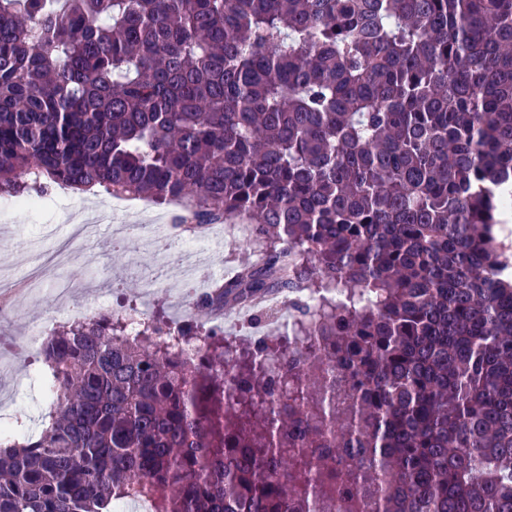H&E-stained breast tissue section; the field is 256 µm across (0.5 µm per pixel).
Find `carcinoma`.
Wrapping results in <instances>:
<instances>
[{
	"instance_id": "1",
	"label": "carcinoma",
	"mask_w": 512,
	"mask_h": 512,
	"mask_svg": "<svg viewBox=\"0 0 512 512\" xmlns=\"http://www.w3.org/2000/svg\"><path fill=\"white\" fill-rule=\"evenodd\" d=\"M253 226L197 362L105 312L41 345L0 512H512V0H0V193ZM347 299L240 347L211 317Z\"/></svg>"
}]
</instances>
